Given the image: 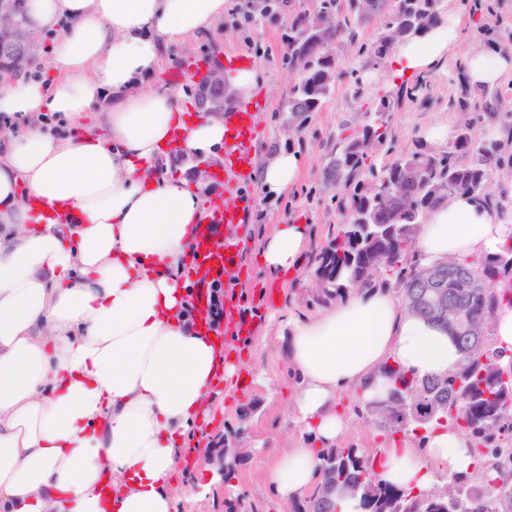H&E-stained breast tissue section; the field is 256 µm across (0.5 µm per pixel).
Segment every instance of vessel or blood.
I'll use <instances>...</instances> for the list:
<instances>
[{
	"instance_id": "b4317fda",
	"label": "vessel or blood",
	"mask_w": 512,
	"mask_h": 512,
	"mask_svg": "<svg viewBox=\"0 0 512 512\" xmlns=\"http://www.w3.org/2000/svg\"><path fill=\"white\" fill-rule=\"evenodd\" d=\"M261 111L253 103H231L224 109V167L221 175L230 203L213 206L207 225L200 227L190 246V267L199 291L195 299V315L205 333L223 337L231 343L249 338L238 306L232 297L224 299V326L216 328L208 315V283L220 279L226 287H237L241 281L242 259L246 241L241 227L246 222L247 201L243 187L252 178L255 163L256 130ZM223 239V249H216V239Z\"/></svg>"
}]
</instances>
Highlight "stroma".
I'll return each mask as SVG.
<instances>
[{
	"mask_svg": "<svg viewBox=\"0 0 512 512\" xmlns=\"http://www.w3.org/2000/svg\"><path fill=\"white\" fill-rule=\"evenodd\" d=\"M449 5L460 18L464 37L447 60L412 83L395 81L387 61H375L364 52L380 36L381 19L356 24L354 39L330 47L338 59L331 94L297 132L288 107L297 76L288 67L283 35L297 15L316 13V0H225L224 17L216 26L225 54L245 55L263 71L264 83L254 94L263 106L257 156L292 150L301 155L303 168L286 193L267 194L255 183L245 191L249 245L243 266L248 275L235 293L252 332L250 341L234 351L243 361L247 381L238 391L217 383L210 404L188 433L174 475L177 512H225L229 499L239 502L238 512H293L292 504L275 500L262 477L267 449L299 439L290 417L289 396L298 379L285 361L287 322L310 317L327 303L315 276V256L347 221L336 184L327 176L331 152L340 138L361 133L363 125L376 120L386 133L370 152L376 166L412 153L429 143L430 126H458L455 103L466 84L456 68L462 57L473 50H512V0H449ZM214 56L208 39L168 46L162 66L146 84L180 97L193 95L195 80L186 66L195 58ZM284 222L308 227L299 273L286 287L258 260L262 242ZM225 444L238 448L243 460L222 483L212 457Z\"/></svg>",
	"mask_w": 512,
	"mask_h": 512,
	"instance_id": "obj_1",
	"label": "stroma"
}]
</instances>
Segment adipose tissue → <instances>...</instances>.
Returning a JSON list of instances; mask_svg holds the SVG:
<instances>
[{
	"label": "adipose tissue",
	"mask_w": 512,
	"mask_h": 512,
	"mask_svg": "<svg viewBox=\"0 0 512 512\" xmlns=\"http://www.w3.org/2000/svg\"><path fill=\"white\" fill-rule=\"evenodd\" d=\"M224 0H27L28 27L57 32L53 82L0 83V114L26 129L0 133V512H175L171 478L179 447L225 360L190 320L187 261L204 201L179 173L158 171L162 145L220 156L223 115L187 122L175 97L145 90L164 44L207 35ZM463 37L448 16L399 43L393 76H419ZM472 86L512 77V55L474 50L462 59ZM115 103L102 108L105 94ZM101 107L100 132L79 129ZM74 126L55 136L46 114ZM302 158H268L256 181L280 194ZM303 224H279L259 257L274 276L299 271ZM512 244V213L451 194L422 224L415 258L435 266L493 255ZM451 332L409 313L399 293L356 286L315 315L288 321L286 363L300 383L294 422L305 437L269 451L264 478L284 501L320 482V451L349 420L343 392L362 402L390 387L384 363L422 378L455 368ZM467 438L432 423L379 450L380 480L427 490L440 476L469 475Z\"/></svg>",
	"instance_id": "adipose-tissue-1"
}]
</instances>
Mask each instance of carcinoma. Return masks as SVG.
<instances>
[{"label": "carcinoma", "mask_w": 512, "mask_h": 512, "mask_svg": "<svg viewBox=\"0 0 512 512\" xmlns=\"http://www.w3.org/2000/svg\"><path fill=\"white\" fill-rule=\"evenodd\" d=\"M376 16L383 29L399 27L408 37L439 21L436 0H379ZM313 15H301L288 28V67L297 72L289 109L292 120L302 127L330 95L335 76L334 58L326 47L343 38H354L340 0H318ZM195 100L202 107L224 101V91L198 82ZM482 108L494 118L502 108L496 92L482 91ZM512 168V157L502 145L490 139L476 141L461 129L445 152L422 146L397 161L375 166L369 155L358 149V137L336 143L328 176L336 188L349 192V221L342 225L317 256L316 274L323 285L341 295L349 278L360 285L374 283L385 269L396 275L402 290L413 286L424 267L405 269L400 262L413 253L416 225L448 195L474 194L489 206H497L492 190L495 177ZM483 276L487 287L467 300L479 318L490 317L505 295L504 284L512 290V246L480 259L455 262ZM486 347L468 351L459 346L462 363L442 375L421 379L388 364L382 372L392 381L386 399L365 404L369 421L390 436L446 421L469 437L478 462L477 476L461 475L451 480L448 503L426 491L413 493L378 480L372 455L359 448H326L321 455L322 481L312 494L296 503L295 512H338V501L357 496L363 512H512V483L500 481L491 472H512V369L499 362L491 336ZM399 403L395 415L377 421L378 406Z\"/></svg>", "instance_id": "cac0c4a2"}]
</instances>
